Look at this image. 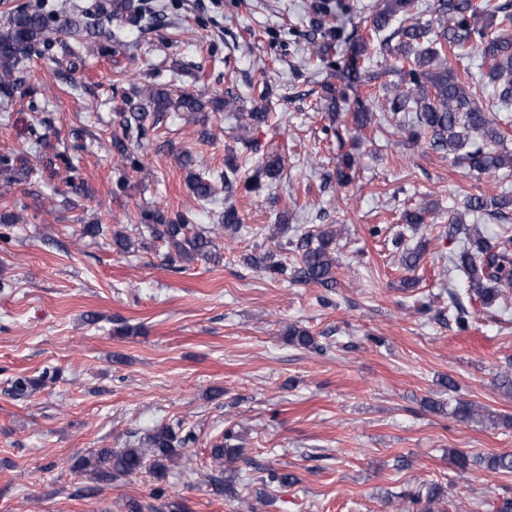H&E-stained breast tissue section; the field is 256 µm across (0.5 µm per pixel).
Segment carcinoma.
<instances>
[{"instance_id": "cac0c4a2", "label": "carcinoma", "mask_w": 512, "mask_h": 512, "mask_svg": "<svg viewBox=\"0 0 512 512\" xmlns=\"http://www.w3.org/2000/svg\"><path fill=\"white\" fill-rule=\"evenodd\" d=\"M110 13L114 19L127 18L139 22L152 13L144 4L134 0H111ZM339 12L330 8V0H320L317 20L311 25L307 37L305 62L314 66L327 63L330 52L337 50L341 39V26H327L331 15L346 16L357 13L352 0H336ZM414 0H381L377 10L367 16L369 35L384 41L398 42V51L404 57H413L406 68L384 65L373 78L398 75V82L383 83L381 88L392 93L390 111L392 116L400 113L412 115L411 123L397 124L416 145L426 146L436 152L454 156L478 173L512 169V150L505 146L506 135L502 126L512 127V118L501 112H486L478 103L480 84L465 83L458 79L448 56L458 59L479 52L490 63L486 77L493 85L498 100L512 103V3L495 6L490 12L479 9L472 0H437L433 18L422 22L413 20ZM51 18L38 10H17L9 14L0 26V97L10 98L19 89L18 65L33 47L43 42L49 32ZM62 26L76 40L80 50L88 49V38L112 36V32L92 26L84 13L73 12L63 19ZM370 41L361 39L354 45L351 63L343 67L336 61V76L350 82L360 79L357 62L367 56ZM136 97L143 100L134 110L120 113L124 134L137 131L146 135L144 121L149 112L161 113L173 110L192 115L202 109V101L194 94L180 90L172 93L164 88L148 85L134 87ZM224 106L234 110L239 126L247 129L259 126L269 117L267 108L244 111L235 102L226 99ZM285 166L279 154H268L256 170L253 179L244 184L247 191H255L262 179L276 178ZM34 171L26 157L18 155L11 159L0 157V175H6L5 187L15 182L11 171ZM189 186L200 200L215 197L210 180L193 174ZM465 211L479 213L496 220L506 221L512 216V194L486 197L468 194L464 199ZM429 207L417 206L403 215V221L416 229L426 223ZM141 220L153 240L166 242L172 249L167 254L170 263L203 260H220L214 236L221 231L236 233L241 228V218L236 207L224 204L221 223L205 230L193 229L188 215L179 213L173 219L164 218L157 211L142 213ZM465 234L463 245L451 257L453 269L468 284V292L477 296L487 309L493 308L502 295L512 291V235L501 231L487 236L478 227L467 228L461 214L448 218V237ZM338 230L333 224H319L284 244L291 258H276L269 251L262 255L245 254L243 263L261 267L269 278L289 284H317L327 290L336 287V238ZM454 306V322L458 330L470 327L471 313L463 304L459 293L448 290ZM288 342L296 347L324 351L309 331L289 326ZM48 372L37 378L20 377L13 381L12 391L16 396L44 385ZM451 415L462 422L488 421L493 426L509 427L512 418L485 415L472 403L458 401ZM133 443L120 450L101 448L78 462V468L90 472L98 481H108L115 474L129 476L150 466L153 475L161 480L170 466L177 464L180 451L195 442L192 432L184 434L172 426L160 424L143 435L133 432ZM240 456V449L230 445L213 449V460L217 466L233 462ZM485 468L492 472H511L512 456L493 455L483 459ZM444 497V489L438 484L429 486L425 495L410 499L414 512H433V504Z\"/></svg>"}]
</instances>
